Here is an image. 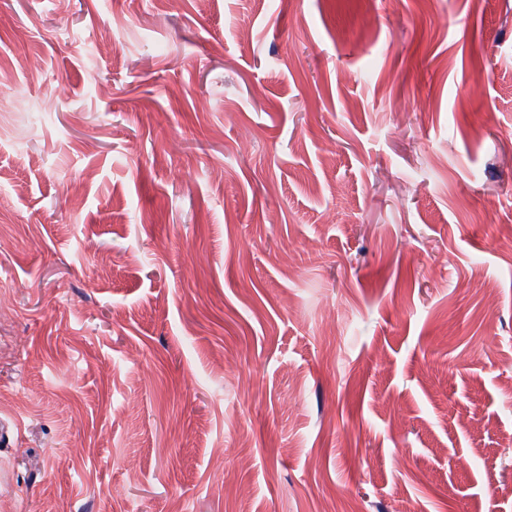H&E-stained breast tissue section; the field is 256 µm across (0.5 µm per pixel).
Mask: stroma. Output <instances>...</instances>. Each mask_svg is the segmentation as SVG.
<instances>
[{"mask_svg": "<svg viewBox=\"0 0 512 512\" xmlns=\"http://www.w3.org/2000/svg\"><path fill=\"white\" fill-rule=\"evenodd\" d=\"M0 512H512V0H0Z\"/></svg>", "mask_w": 512, "mask_h": 512, "instance_id": "1", "label": "stroma"}]
</instances>
